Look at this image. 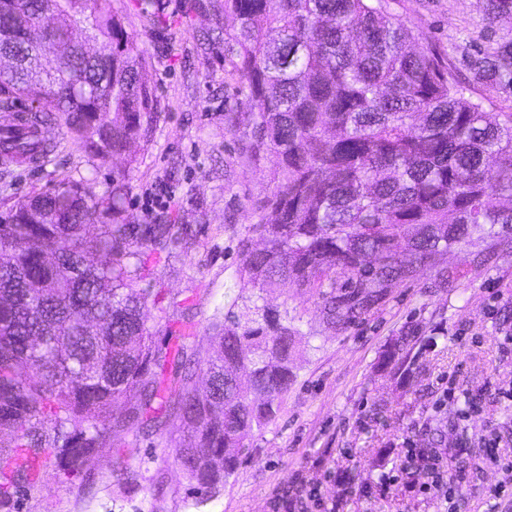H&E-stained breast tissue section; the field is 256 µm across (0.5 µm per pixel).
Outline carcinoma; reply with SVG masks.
I'll return each mask as SVG.
<instances>
[{"label": "carcinoma", "mask_w": 512, "mask_h": 512, "mask_svg": "<svg viewBox=\"0 0 512 512\" xmlns=\"http://www.w3.org/2000/svg\"><path fill=\"white\" fill-rule=\"evenodd\" d=\"M218 11L237 22L250 157L274 161L239 242L251 288L316 289L343 329L415 275L399 256L445 284L432 257L512 230V113L465 95L383 0H220ZM0 55L12 59L0 65V112L30 102L32 125L66 127L92 161L147 136L158 102L112 0H0ZM481 68L512 75V53ZM57 148L0 124L5 164L43 165ZM127 193L118 172L102 208L93 180L69 176L0 218V506L49 464L77 476L87 456L154 433L174 444L189 485L216 493L295 380L300 331L263 308L247 327L214 313L207 358L156 344L150 294L129 279L147 243L186 230L128 223ZM256 235L270 247L253 248Z\"/></svg>", "instance_id": "carcinoma-1"}]
</instances>
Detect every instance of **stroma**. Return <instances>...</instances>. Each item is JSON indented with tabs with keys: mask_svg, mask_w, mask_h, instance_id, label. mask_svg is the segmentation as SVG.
<instances>
[{
	"mask_svg": "<svg viewBox=\"0 0 512 512\" xmlns=\"http://www.w3.org/2000/svg\"><path fill=\"white\" fill-rule=\"evenodd\" d=\"M390 12L424 47L447 64L465 95L487 110L512 112V78H492L476 63L512 50V12L499 16L484 0H387ZM143 53V78L160 103L147 137L129 155L88 162L66 129L53 130L60 148L45 166L0 164V215L31 192L67 176L98 183L100 201L114 171L126 173L131 223L156 218L186 228L187 243L143 249L145 269L133 287L151 294L147 325L157 340L177 347L191 338L200 356L212 351L207 330L215 312L251 325L257 307L287 311L302 330L294 344L295 381L273 423L254 432L237 471L223 490L207 496L190 488L163 438L135 448L103 449L88 458L82 476L44 468L36 485L0 512H273L286 490L321 484L339 512H445L436 499L415 496L408 480L383 487L404 442L437 440L464 471L457 512H486L484 493L503 480L485 464L482 438L496 433L512 455V241L478 242L446 259L448 284L430 272L391 285L376 310L346 329L332 328L313 300L247 286L238 246L256 201L272 187L273 159L250 158L248 91L231 50L233 17L215 19L212 0H112ZM163 16L158 25L154 16ZM223 23L225 38L204 46L202 36ZM237 126L229 128L228 113ZM407 354L387 360L401 337ZM475 398L477 408L444 399L448 386ZM138 469V486L120 471ZM323 499L306 497L305 512H323Z\"/></svg>",
	"mask_w": 512,
	"mask_h": 512,
	"instance_id": "obj_1",
	"label": "stroma"
}]
</instances>
